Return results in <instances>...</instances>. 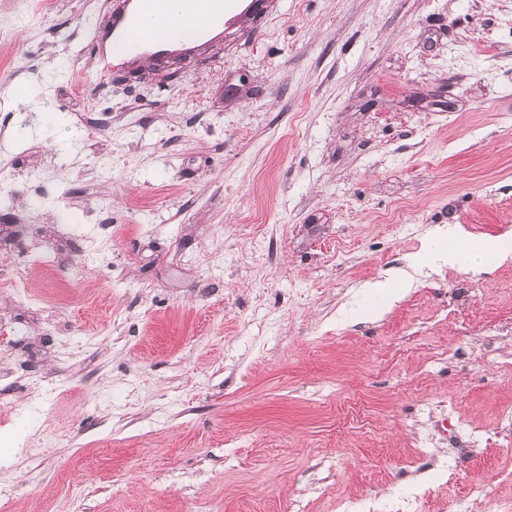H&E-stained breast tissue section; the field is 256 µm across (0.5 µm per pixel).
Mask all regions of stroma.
<instances>
[{
  "instance_id": "35a3bbf8",
  "label": "stroma",
  "mask_w": 512,
  "mask_h": 512,
  "mask_svg": "<svg viewBox=\"0 0 512 512\" xmlns=\"http://www.w3.org/2000/svg\"><path fill=\"white\" fill-rule=\"evenodd\" d=\"M0 0V512H337L471 442L512 512V0H267L127 77L113 0ZM33 106H14L18 94ZM412 272L399 300L371 283ZM426 249L441 253L452 266L462 255L466 256L470 264L480 269L488 267L491 262L500 263L508 258L498 246L482 240L467 239L459 227L450 224L448 228L438 227L433 231Z\"/></svg>"
}]
</instances>
